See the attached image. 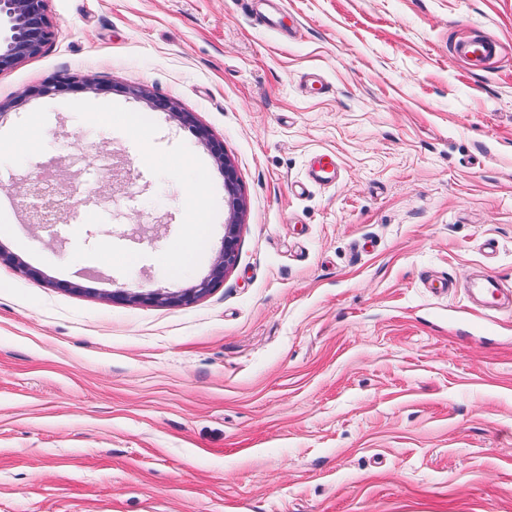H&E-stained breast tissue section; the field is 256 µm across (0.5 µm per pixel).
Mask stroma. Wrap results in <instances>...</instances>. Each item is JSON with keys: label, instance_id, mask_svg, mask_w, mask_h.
<instances>
[{"label": "stroma", "instance_id": "obj_1", "mask_svg": "<svg viewBox=\"0 0 512 512\" xmlns=\"http://www.w3.org/2000/svg\"><path fill=\"white\" fill-rule=\"evenodd\" d=\"M284 7L287 39L249 0H49L55 39L0 72V512H512V314L462 325L476 273L512 289V0ZM472 33L487 67L452 53ZM131 86L245 196L236 266L186 306L110 298L194 285L228 218L193 128L118 121ZM320 151L338 179L294 193ZM42 172L72 202L46 228ZM192 190L208 244L173 277ZM454 51L471 66H486L500 55L501 43L494 38L476 34L458 41ZM46 185H51L59 194V190L54 182L47 176L36 175L26 180L24 184V193L26 197L42 200L41 210L35 211L34 206L29 211V222L31 224H37L38 226H46L47 217L51 215L54 210V201L50 197L52 192L48 190ZM45 221V222H44Z\"/></svg>", "mask_w": 512, "mask_h": 512}]
</instances>
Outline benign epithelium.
Returning a JSON list of instances; mask_svg holds the SVG:
<instances>
[{
	"label": "benign epithelium",
	"instance_id": "7a95c632",
	"mask_svg": "<svg viewBox=\"0 0 512 512\" xmlns=\"http://www.w3.org/2000/svg\"><path fill=\"white\" fill-rule=\"evenodd\" d=\"M48 2L49 0H0V72L38 55L54 39L57 24L49 14ZM128 93L145 99L151 108L166 111L181 124L195 129L199 141L209 150L224 175L230 215L224 224V240L218 259L210 274L200 282L175 292L150 290L130 297L121 291L113 293L112 298H130L138 302L161 305H189L218 288L224 281V274L237 264L241 227L239 214L244 206L237 172L224 155V145L205 127L196 124L193 113L182 110L170 100L151 97L139 88H132ZM50 185H54V182L41 175L27 179L24 184L25 196L42 200L41 209L29 211V222L32 224L46 225L47 217L54 210L52 192L48 190Z\"/></svg>",
	"mask_w": 512,
	"mask_h": 512
}]
</instances>
